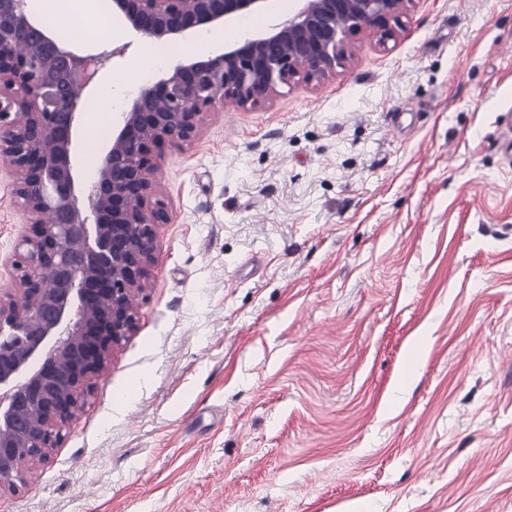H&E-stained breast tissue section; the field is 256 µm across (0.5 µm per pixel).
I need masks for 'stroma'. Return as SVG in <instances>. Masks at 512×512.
I'll return each instance as SVG.
<instances>
[{"label":"stroma","mask_w":512,"mask_h":512,"mask_svg":"<svg viewBox=\"0 0 512 512\" xmlns=\"http://www.w3.org/2000/svg\"><path fill=\"white\" fill-rule=\"evenodd\" d=\"M509 108L512 0H414L165 146L137 330L0 512H512Z\"/></svg>","instance_id":"1"}]
</instances>
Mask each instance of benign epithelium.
I'll return each instance as SVG.
<instances>
[{"label":"benign epithelium","instance_id":"benign-epithelium-1","mask_svg":"<svg viewBox=\"0 0 512 512\" xmlns=\"http://www.w3.org/2000/svg\"><path fill=\"white\" fill-rule=\"evenodd\" d=\"M134 34L182 43L203 24L265 17L275 0H109ZM288 17L189 55L142 88L112 129L94 179L75 163L84 97L131 43L82 51L28 9L0 0V155L32 234L0 289V492L45 463L93 393L112 348L137 328L160 227L171 222L153 174L155 148L184 147L226 102L270 103L281 85L319 86L354 54V37L395 40L415 0H295Z\"/></svg>","mask_w":512,"mask_h":512}]
</instances>
